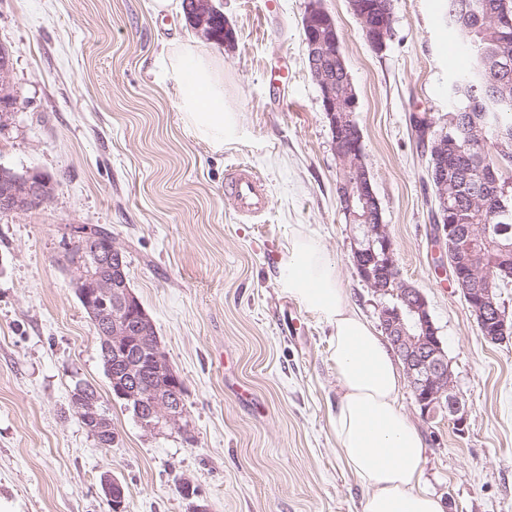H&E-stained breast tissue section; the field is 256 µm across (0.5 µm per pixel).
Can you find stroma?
I'll return each mask as SVG.
<instances>
[{
	"instance_id": "obj_1",
	"label": "stroma",
	"mask_w": 512,
	"mask_h": 512,
	"mask_svg": "<svg viewBox=\"0 0 512 512\" xmlns=\"http://www.w3.org/2000/svg\"><path fill=\"white\" fill-rule=\"evenodd\" d=\"M335 21L358 97L365 162L405 281L425 295L467 412L401 404L423 436V481L446 512H512V338L488 342L432 235L435 188L411 116L448 117V86L468 65L443 0H391L394 31L373 50L348 0H215L233 47L225 102L242 115L222 149L185 127L161 61L195 29L153 0H0V46L16 100L0 129V166L50 178L51 199L0 213V512H362L365 490L336 455L340 397L331 327L288 295L279 261L295 227L320 239L371 323L382 303L352 259L342 170L310 74L302 18ZM287 70V80L271 72ZM252 167L270 208L245 223L226 174ZM101 224L123 248L130 286L185 383L184 432L144 431L113 397L95 329L59 258L74 227ZM92 385L112 419L100 447L75 414ZM101 485L111 511L125 512V491L122 484L116 478L106 473L101 478Z\"/></svg>"
}]
</instances>
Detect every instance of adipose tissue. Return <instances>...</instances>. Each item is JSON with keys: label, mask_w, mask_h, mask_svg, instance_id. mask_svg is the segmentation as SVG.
<instances>
[{"label": "adipose tissue", "mask_w": 512, "mask_h": 512, "mask_svg": "<svg viewBox=\"0 0 512 512\" xmlns=\"http://www.w3.org/2000/svg\"><path fill=\"white\" fill-rule=\"evenodd\" d=\"M186 126L214 148L240 123L224 103V68L194 41L164 60ZM291 298L331 327L341 395L332 416L337 454L366 489L362 512H444L422 484L426 444L399 403L402 375L387 343L356 310L337 265L316 238L296 233L281 259Z\"/></svg>", "instance_id": "ef3b65f1"}]
</instances>
